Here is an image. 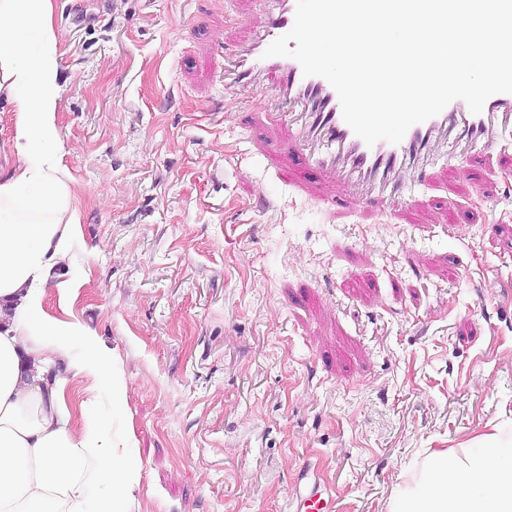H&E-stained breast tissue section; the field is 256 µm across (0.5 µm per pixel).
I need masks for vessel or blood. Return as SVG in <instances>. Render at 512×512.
<instances>
[{"mask_svg": "<svg viewBox=\"0 0 512 512\" xmlns=\"http://www.w3.org/2000/svg\"><path fill=\"white\" fill-rule=\"evenodd\" d=\"M266 19L247 47L230 56L224 84L271 79L283 108L297 113V144L307 165L330 168L348 176L351 185L368 192L387 189L404 172L424 178L437 158L439 144L451 147L450 160L474 163L484 144L512 130V94L490 97L481 113L464 101L451 102L440 114L412 126L401 142L367 145L344 121L337 93L320 76H304L300 64L288 57H265L267 47L294 24L296 0H264ZM327 486L312 488L297 499L291 512H307L316 504L330 512Z\"/></svg>", "mask_w": 512, "mask_h": 512, "instance_id": "b4317fda", "label": "vessel or blood"}]
</instances>
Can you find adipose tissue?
I'll use <instances>...</instances> for the list:
<instances>
[{"instance_id": "1", "label": "adipose tissue", "mask_w": 512, "mask_h": 512, "mask_svg": "<svg viewBox=\"0 0 512 512\" xmlns=\"http://www.w3.org/2000/svg\"><path fill=\"white\" fill-rule=\"evenodd\" d=\"M53 0H0V95L17 112L18 164L0 171V512H128L139 463L105 429L76 428L63 401L69 374L113 385L109 351L90 330L59 320L44 288L65 291L59 267L78 225L59 175V54ZM85 353L70 361L71 350ZM66 373L50 372L53 359ZM104 486L90 504L87 471ZM392 512H512V442L488 440L466 456H432Z\"/></svg>"}]
</instances>
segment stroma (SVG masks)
<instances>
[{
	"label": "stroma",
	"instance_id": "35a3bbf8",
	"mask_svg": "<svg viewBox=\"0 0 512 512\" xmlns=\"http://www.w3.org/2000/svg\"><path fill=\"white\" fill-rule=\"evenodd\" d=\"M256 0H54L79 287L123 397L71 377L138 458L128 512H388L432 454L512 437V131L363 202L304 168L268 86L224 93ZM328 489L330 490L325 482H322V486L321 483H319L318 486L314 485L308 495L300 497V499L297 498L296 504L291 509V512H308V507H311V505L306 506L307 501L313 502V506L323 502L324 506L318 508V510H320L319 512H333L330 511L332 503Z\"/></svg>",
	"mask_w": 512,
	"mask_h": 512
}]
</instances>
